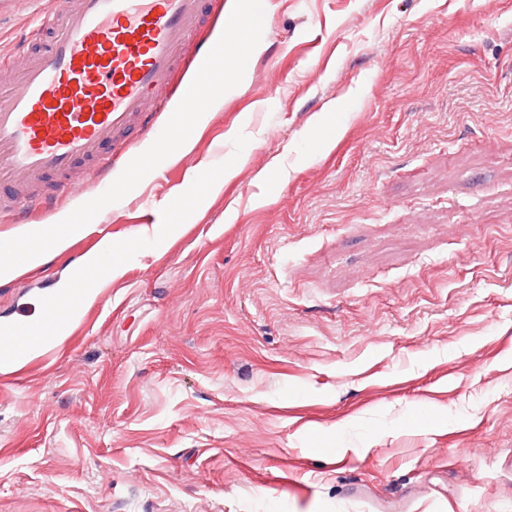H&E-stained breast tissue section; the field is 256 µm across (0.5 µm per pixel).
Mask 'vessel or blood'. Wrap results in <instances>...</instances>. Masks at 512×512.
<instances>
[{
  "label": "vessel or blood",
  "instance_id": "obj_1",
  "mask_svg": "<svg viewBox=\"0 0 512 512\" xmlns=\"http://www.w3.org/2000/svg\"><path fill=\"white\" fill-rule=\"evenodd\" d=\"M21 56L17 86L0 93V211L27 222L61 206L85 169L126 167L137 139L168 111L183 61L202 65L203 0H48Z\"/></svg>",
  "mask_w": 512,
  "mask_h": 512
}]
</instances>
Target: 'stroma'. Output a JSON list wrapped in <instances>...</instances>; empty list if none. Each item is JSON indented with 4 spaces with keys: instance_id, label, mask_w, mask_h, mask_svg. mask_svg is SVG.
<instances>
[{
    "instance_id": "35a3bbf8",
    "label": "stroma",
    "mask_w": 512,
    "mask_h": 512,
    "mask_svg": "<svg viewBox=\"0 0 512 512\" xmlns=\"http://www.w3.org/2000/svg\"><path fill=\"white\" fill-rule=\"evenodd\" d=\"M44 2L8 0L0 51ZM263 8L190 150L0 280V323L33 321L101 238L138 243L0 375V512H512V0ZM76 182L0 239L103 192Z\"/></svg>"
}]
</instances>
